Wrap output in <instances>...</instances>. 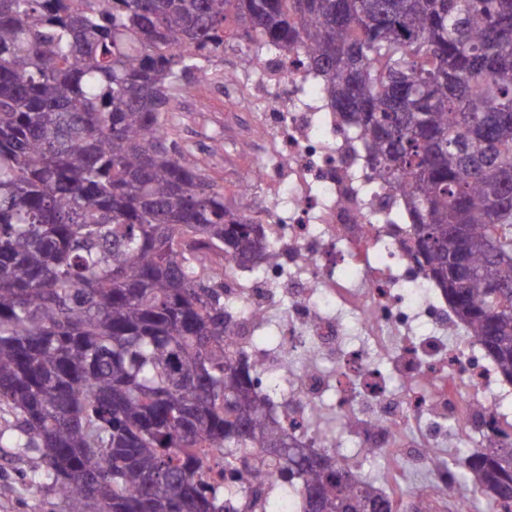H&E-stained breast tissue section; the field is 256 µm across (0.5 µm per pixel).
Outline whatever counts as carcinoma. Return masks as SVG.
<instances>
[{
  "instance_id": "cac0c4a2",
  "label": "carcinoma",
  "mask_w": 512,
  "mask_h": 512,
  "mask_svg": "<svg viewBox=\"0 0 512 512\" xmlns=\"http://www.w3.org/2000/svg\"><path fill=\"white\" fill-rule=\"evenodd\" d=\"M303 45L329 105L400 185L416 251L512 380V0H0V412L63 512H242L276 477L300 512H391L336 451L296 448L224 349L198 264L275 252L182 153L175 91L226 44ZM239 475L227 496L206 449ZM466 512H512V445L448 460Z\"/></svg>"
}]
</instances>
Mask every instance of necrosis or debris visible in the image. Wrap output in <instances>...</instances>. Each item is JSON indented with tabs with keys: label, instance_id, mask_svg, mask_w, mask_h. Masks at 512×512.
<instances>
[{
	"label": "necrosis or debris",
	"instance_id": "4bbe7bcc",
	"mask_svg": "<svg viewBox=\"0 0 512 512\" xmlns=\"http://www.w3.org/2000/svg\"><path fill=\"white\" fill-rule=\"evenodd\" d=\"M306 57L301 46L259 53L248 77L224 81L251 114L240 189L266 188L246 217L277 254L255 275L223 259L236 327L228 345L258 367L290 440L318 450L352 442L342 462L354 474L372 451L385 464L386 499L422 475L434 495L411 497V512H448L461 499L448 492L439 448L512 440V389L438 294L403 190L377 180L360 133L327 106ZM270 330L275 342L261 343Z\"/></svg>",
	"mask_w": 512,
	"mask_h": 512
}]
</instances>
